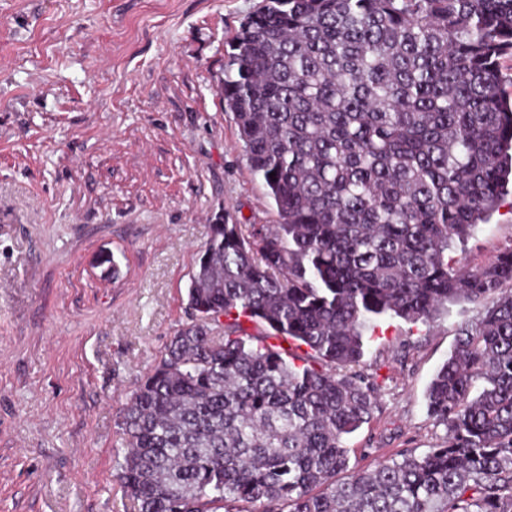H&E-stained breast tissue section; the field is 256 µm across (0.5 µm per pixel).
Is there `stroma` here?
Returning <instances> with one entry per match:
<instances>
[{
    "mask_svg": "<svg viewBox=\"0 0 512 512\" xmlns=\"http://www.w3.org/2000/svg\"><path fill=\"white\" fill-rule=\"evenodd\" d=\"M262 0H0V512H129L120 413L189 321L209 224H274L218 94ZM512 244L503 203L454 259ZM478 314L381 318L349 466L443 445L426 392Z\"/></svg>",
    "mask_w": 512,
    "mask_h": 512,
    "instance_id": "35a3bbf8",
    "label": "stroma"
}]
</instances>
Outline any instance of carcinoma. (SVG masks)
<instances>
[{"label": "carcinoma", "mask_w": 512, "mask_h": 512, "mask_svg": "<svg viewBox=\"0 0 512 512\" xmlns=\"http://www.w3.org/2000/svg\"><path fill=\"white\" fill-rule=\"evenodd\" d=\"M231 48L219 94L279 221L210 225L193 320L118 421L133 512H512V244L448 256L512 183V0H262ZM459 302L444 444L350 470L374 322Z\"/></svg>", "instance_id": "cac0c4a2"}]
</instances>
